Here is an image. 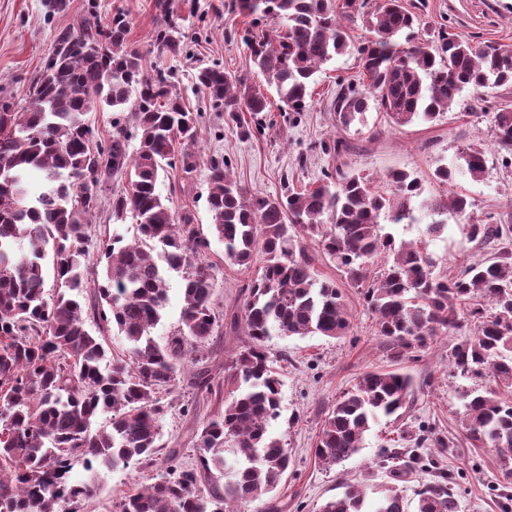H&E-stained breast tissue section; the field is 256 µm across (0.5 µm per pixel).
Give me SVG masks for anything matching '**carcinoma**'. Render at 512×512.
I'll return each mask as SVG.
<instances>
[{
  "instance_id": "1",
  "label": "carcinoma",
  "mask_w": 512,
  "mask_h": 512,
  "mask_svg": "<svg viewBox=\"0 0 512 512\" xmlns=\"http://www.w3.org/2000/svg\"><path fill=\"white\" fill-rule=\"evenodd\" d=\"M359 0H233L231 8L251 28L278 26L274 38L242 35L257 72L276 90L288 112L306 111L314 75L323 65L356 51L367 88L340 86L336 122L363 123L369 102L395 126L438 121L465 90L481 98L512 83V47L473 45L442 31L419 35L417 17L404 0H377L368 13L372 37L356 45L344 20ZM163 22L152 48L177 57L187 50L172 21L173 0H157ZM129 21L115 13L95 29L70 28L30 85L31 107L20 111L0 97V512H81L93 487L71 480L75 463L88 471L151 466L161 455V420L169 403L160 393L179 381L183 360L202 356L217 336L220 317L212 306L213 267L204 258L209 237L224 243V258L250 268L260 261L248 296L231 317L233 334L246 336L224 370V411L194 437L197 464L167 466L166 474L137 488L116 512H247L272 493L291 465L288 449L269 433L280 415L282 380L267 348L282 336L347 335L351 315L342 289L315 273L301 245L315 243L362 290L366 310L387 343L396 368L364 372L322 420L315 457L327 467L357 453L380 417L406 408L411 377L399 368L438 336H454L470 324L473 335L451 349L448 371L457 378L490 377L495 387L464 390L463 426L478 448L497 452V465L512 472V258L474 260L455 276L434 274L432 254L413 242H396L380 218L412 220L419 201L428 219L423 233L438 237L448 218L468 217L474 203L460 193L421 198L414 172L386 175L388 190L373 179L336 168L315 187L283 196L250 194L227 159L209 168L207 207L211 236L187 212H176L157 191L164 166L195 168L189 151L199 115L173 91L174 76L149 73L144 55L128 42ZM112 77H107V73ZM198 88L214 112L239 122V114L269 111L267 96L218 64L198 69ZM97 108L130 112L102 142L86 115ZM500 149L512 151V110L492 113ZM139 140L129 152L131 138ZM185 150L175 155L174 144ZM486 151L463 148L438 165L432 180L448 187L459 175L480 178ZM124 176L128 189L112 195V220L135 221L131 243L113 232L103 241L105 266L94 282L93 318L124 337L120 356L87 326L81 298L88 288L86 229L98 209L97 187L106 175ZM46 181L30 194L29 179ZM472 240L512 233L500 224L467 225ZM51 257L55 295L45 293ZM381 269L373 270L378 260ZM182 284L181 324L163 344L152 336L168 301L171 274ZM105 418L106 425L99 424ZM509 452H504V449ZM403 452L390 448L394 476L410 475ZM231 477L220 483L214 475ZM453 479L442 471L418 491L415 512H460ZM317 512H364L365 493L354 483ZM374 512H409L404 497L388 488Z\"/></svg>"
}]
</instances>
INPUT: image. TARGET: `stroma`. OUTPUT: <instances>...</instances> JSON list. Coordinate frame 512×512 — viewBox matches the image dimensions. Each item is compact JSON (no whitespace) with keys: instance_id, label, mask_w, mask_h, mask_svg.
<instances>
[{"instance_id":"stroma-1","label":"stroma","mask_w":512,"mask_h":512,"mask_svg":"<svg viewBox=\"0 0 512 512\" xmlns=\"http://www.w3.org/2000/svg\"><path fill=\"white\" fill-rule=\"evenodd\" d=\"M230 2L196 0L197 11L193 14L180 9L179 29L191 35L192 41L186 55L172 58L150 51L153 33L161 22L156 0H65L60 10L52 8L51 0H0V96L11 97L18 108L30 107V84L51 57L57 35L85 23L106 21L120 12L130 22V43L145 53L146 68L173 71L176 88L186 105L200 114L193 149L194 171L187 173L179 166L165 168L159 174L158 190L173 210L190 211L201 232H208L211 222L206 205L208 167L217 157L229 159L237 181L258 195L302 188L324 172L341 167L375 178L394 169H409L419 177L424 195L429 196L439 191L431 180L436 165L452 161L460 148L470 144L486 149V169L476 180L458 178L455 192L472 201L471 214L478 222L512 225V155L498 148L491 126L492 112L512 109V85L488 90L480 100L462 93L445 118L436 122L417 121L396 127L384 113L372 108L363 124L345 130L336 124L337 82H360L356 54L336 57L316 74L306 112L297 115L281 111L274 88L257 73L249 50L237 36L245 27V19L231 12ZM406 2L420 18L422 37H434L444 27L475 44L492 41L512 45V0ZM215 63L247 85L263 87L271 102L270 111L262 115L266 127L263 135L244 138L235 123L207 108L194 76L198 68ZM338 136L350 141V152L340 157L323 153L321 141ZM383 228L396 240L421 242L438 256L436 271L441 275L459 270L472 259L504 249L512 251V237L483 244L470 240L460 218L449 219L447 231L434 240L423 236L418 223L387 221ZM115 230L129 241L136 233L130 223L113 227L110 210L100 206L87 226L90 243L86 265L93 274H100L104 265L98 243ZM305 248L315 257L318 276L342 285L353 325L349 334L339 339L275 335L268 342L283 379L281 415L272 422L270 431L291 448L293 459L275 493L278 512H316L325 500L340 493L345 481L362 485L370 501L381 489L394 486L409 503H416V492L430 480V472L420 471L409 481L396 482L381 460L384 449L393 447L401 431H415L424 425L457 444L446 463L455 475L460 512H502L498 496L512 495V478L499 470L491 449L468 444L461 425L462 390L475 385L484 389L488 383L449 377L448 354L456 342L452 336L435 339L416 357L403 362L402 369L411 376L415 395L399 419L384 418L374 424L358 453L341 464L328 468L315 458L320 424L342 392L352 387L363 372L388 369L392 363L359 290L346 285L335 265L320 255L313 243H306ZM206 258L213 266L214 309L217 315H231L242 308L246 298L243 286L255 272L226 261L224 246L217 241L212 242ZM239 343V337L221 334L210 346L205 362L185 360L180 382L168 396L172 407L162 420L164 452L174 462L194 464L195 432L223 408L218 398L194 387L196 373L204 369L214 381H223L225 362ZM165 471L166 464L160 461L150 468H118L92 476L78 464L71 477L94 484V495L85 504V512H113L115 503L128 490Z\"/></svg>"}]
</instances>
